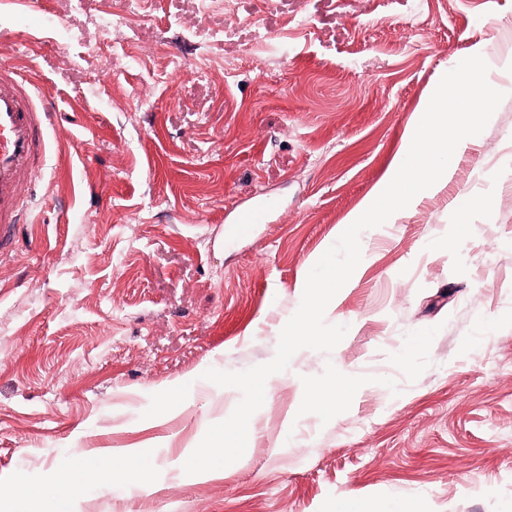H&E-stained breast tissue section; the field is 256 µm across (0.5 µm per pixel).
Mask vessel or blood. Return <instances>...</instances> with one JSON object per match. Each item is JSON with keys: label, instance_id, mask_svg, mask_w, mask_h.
Wrapping results in <instances>:
<instances>
[{"label": "vessel or blood", "instance_id": "b4317fda", "mask_svg": "<svg viewBox=\"0 0 512 512\" xmlns=\"http://www.w3.org/2000/svg\"><path fill=\"white\" fill-rule=\"evenodd\" d=\"M55 110L52 93L16 67L0 63V255L23 223L20 207L44 175L52 149L46 130Z\"/></svg>", "mask_w": 512, "mask_h": 512}]
</instances>
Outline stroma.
<instances>
[{
	"label": "stroma",
	"mask_w": 512,
	"mask_h": 512,
	"mask_svg": "<svg viewBox=\"0 0 512 512\" xmlns=\"http://www.w3.org/2000/svg\"><path fill=\"white\" fill-rule=\"evenodd\" d=\"M478 47L504 80L512 0H0V63L58 103L0 258V512H59L74 465L71 512H512V96L450 183L362 233L325 313L346 336L274 374L244 455L183 471L242 398L203 372L274 358L310 269ZM131 446L147 481L91 473Z\"/></svg>",
	"instance_id": "stroma-1"
}]
</instances>
